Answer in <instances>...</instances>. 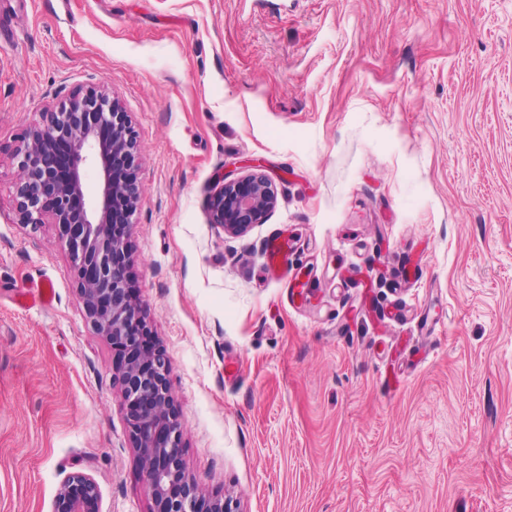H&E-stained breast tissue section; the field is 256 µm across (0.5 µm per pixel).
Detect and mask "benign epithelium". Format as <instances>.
I'll use <instances>...</instances> for the list:
<instances>
[{
    "label": "benign epithelium",
    "mask_w": 512,
    "mask_h": 512,
    "mask_svg": "<svg viewBox=\"0 0 512 512\" xmlns=\"http://www.w3.org/2000/svg\"><path fill=\"white\" fill-rule=\"evenodd\" d=\"M101 127L112 131L109 138L99 135ZM62 138L70 143V171L65 179L59 176L54 149ZM135 148L128 114L105 88L90 86L55 107H46L41 121L17 149L21 157L15 186L18 220L58 225L73 258L87 317L97 334L119 351L118 379L154 512H240L226 495L200 492L186 473L181 425L168 382L170 361L160 349L142 348L146 325L125 272L126 239L139 186L135 173L118 181L111 168L115 156H132ZM89 166L97 171L100 190L88 202L83 179ZM218 182L221 187L211 222L231 237L246 234L277 204L276 187L263 176L236 178L230 170ZM75 198L80 201L76 213L70 209ZM118 201L126 206L123 225L116 229ZM99 501L94 478L74 472L62 482L51 512H100Z\"/></svg>",
    "instance_id": "1"
}]
</instances>
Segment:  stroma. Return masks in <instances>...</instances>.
<instances>
[{"instance_id": "stroma-1", "label": "stroma", "mask_w": 512, "mask_h": 512, "mask_svg": "<svg viewBox=\"0 0 512 512\" xmlns=\"http://www.w3.org/2000/svg\"><path fill=\"white\" fill-rule=\"evenodd\" d=\"M90 84L137 139L128 275L198 486L512 512V0H0V512L75 471L100 512L154 510L118 354L58 225L15 210L22 137ZM250 159L278 204L230 238L209 202Z\"/></svg>"}]
</instances>
